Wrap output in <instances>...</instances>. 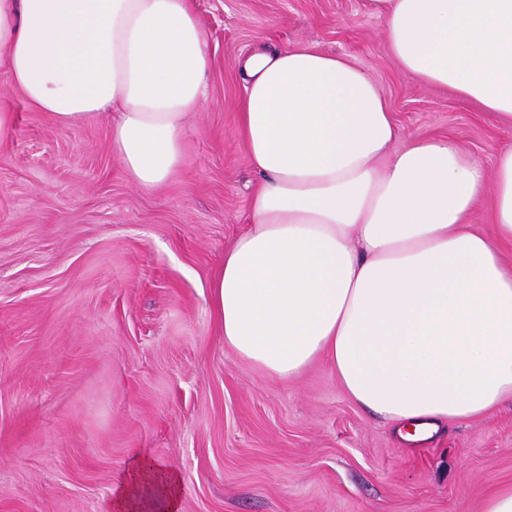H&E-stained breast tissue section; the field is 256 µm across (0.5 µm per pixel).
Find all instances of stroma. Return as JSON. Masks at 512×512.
<instances>
[{"label":"stroma","mask_w":512,"mask_h":512,"mask_svg":"<svg viewBox=\"0 0 512 512\" xmlns=\"http://www.w3.org/2000/svg\"><path fill=\"white\" fill-rule=\"evenodd\" d=\"M207 106L163 187L130 182L112 121L62 128L0 70V512H102L135 454L180 475V512H482L512 485V401L409 442L316 360L271 377L218 336L210 284L260 178L238 135L256 37L343 56L401 142L455 139L492 170L512 126L403 74L367 0H193Z\"/></svg>","instance_id":"1"}]
</instances>
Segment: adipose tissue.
Returning <instances> with one entry per match:
<instances>
[{
    "label": "adipose tissue",
    "instance_id": "ef3b65f1",
    "mask_svg": "<svg viewBox=\"0 0 512 512\" xmlns=\"http://www.w3.org/2000/svg\"><path fill=\"white\" fill-rule=\"evenodd\" d=\"M404 74L512 125V0H369ZM191 0H0V69L62 128L112 117L128 179L164 185L208 102ZM239 135L260 184L211 282L234 356L289 377L328 362L361 408L418 441L512 400V148L492 174L447 137L398 151L347 59L257 39ZM491 197L493 234L472 217ZM174 469L135 454L104 512H178Z\"/></svg>",
    "mask_w": 512,
    "mask_h": 512
}]
</instances>
